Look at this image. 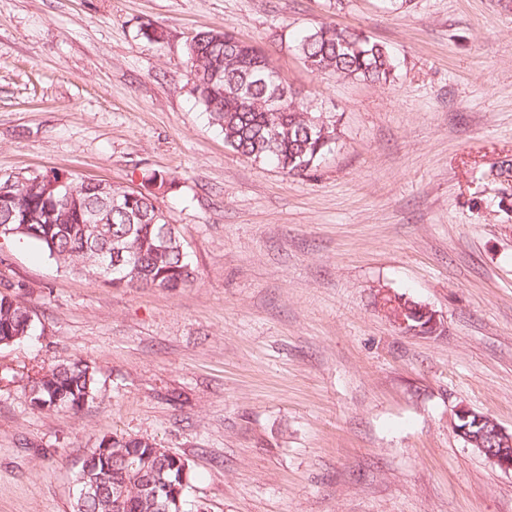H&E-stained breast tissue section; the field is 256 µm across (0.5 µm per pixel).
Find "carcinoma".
Masks as SVG:
<instances>
[{"mask_svg": "<svg viewBox=\"0 0 512 512\" xmlns=\"http://www.w3.org/2000/svg\"><path fill=\"white\" fill-rule=\"evenodd\" d=\"M296 50L311 70L341 79L385 85L395 66L389 52L363 34L331 23L301 35ZM187 61L196 68L191 89L225 145L260 163L270 162L289 175L316 167L336 142V122L303 109L283 83L279 70L261 48L229 29L195 34ZM288 94V111L271 112L264 104ZM25 190L7 187L0 178V238L27 241L60 266L103 279L114 287L182 288L194 281V268L180 230L166 221L153 187L172 180L155 173L142 188L112 185L121 207L91 184L77 185L76 197L45 195L44 172L24 175ZM17 295L0 292V347L29 336L32 311L13 304ZM97 369L82 361L55 364L31 380V405L76 413L97 399ZM106 462L79 471L78 486L97 485L101 493L75 497L73 512H161L167 484H182L187 460L149 437H104Z\"/></svg>", "mask_w": 512, "mask_h": 512, "instance_id": "obj_1", "label": "carcinoma"}]
</instances>
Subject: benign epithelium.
Instances as JSON below:
<instances>
[{
  "instance_id": "1",
  "label": "benign epithelium",
  "mask_w": 512,
  "mask_h": 512,
  "mask_svg": "<svg viewBox=\"0 0 512 512\" xmlns=\"http://www.w3.org/2000/svg\"><path fill=\"white\" fill-rule=\"evenodd\" d=\"M383 307L403 333L430 335L438 329L436 315L425 306L388 297L384 299ZM453 429L495 465L512 471V432L505 430L493 418L462 408L456 413Z\"/></svg>"
}]
</instances>
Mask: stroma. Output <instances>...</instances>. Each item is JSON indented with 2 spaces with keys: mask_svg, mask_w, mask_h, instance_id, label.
<instances>
[{
  "mask_svg": "<svg viewBox=\"0 0 512 512\" xmlns=\"http://www.w3.org/2000/svg\"><path fill=\"white\" fill-rule=\"evenodd\" d=\"M324 22L385 45L390 83L306 68L293 37ZM226 26L335 120L313 171L237 153L196 103L186 47ZM34 171L171 177L196 278L115 288L0 239L38 325L0 347V512H72L112 434L188 461V512H512V473L453 430H512V0H0V175ZM388 294L439 329L400 333ZM78 359L97 399L33 409L29 375Z\"/></svg>",
  "mask_w": 512,
  "mask_h": 512,
  "instance_id": "35a3bbf8",
  "label": "stroma"
}]
</instances>
